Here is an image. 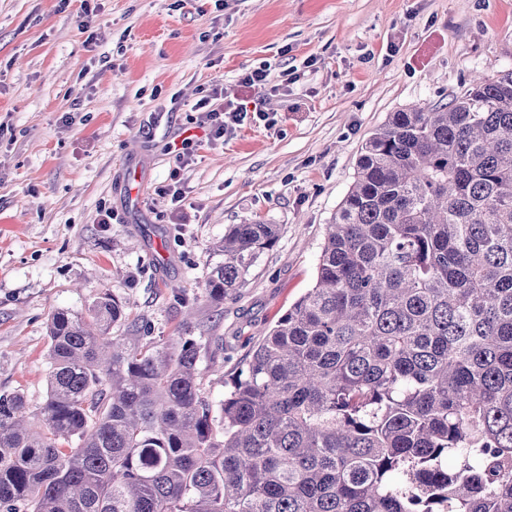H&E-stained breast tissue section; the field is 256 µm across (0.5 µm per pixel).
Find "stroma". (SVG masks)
<instances>
[{
  "label": "stroma",
  "mask_w": 512,
  "mask_h": 512,
  "mask_svg": "<svg viewBox=\"0 0 512 512\" xmlns=\"http://www.w3.org/2000/svg\"><path fill=\"white\" fill-rule=\"evenodd\" d=\"M263 64L265 120L202 141L176 169L166 147L198 133L197 100L218 86L240 103L239 78ZM508 68L512 0H0V394L43 401L52 313L107 292L167 341L192 309L224 342L218 362L200 360L206 396L223 400L313 286L371 133ZM175 169L178 210L162 193ZM255 222L279 225L276 244L236 295L207 304L214 244Z\"/></svg>",
  "instance_id": "obj_1"
}]
</instances>
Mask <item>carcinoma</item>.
<instances>
[{"label": "carcinoma", "instance_id": "carcinoma-1", "mask_svg": "<svg viewBox=\"0 0 512 512\" xmlns=\"http://www.w3.org/2000/svg\"><path fill=\"white\" fill-rule=\"evenodd\" d=\"M278 234L233 225L202 298ZM47 337L44 400L0 394V512H512V69L374 130L314 286L221 404L195 337L109 293Z\"/></svg>", "mask_w": 512, "mask_h": 512}]
</instances>
